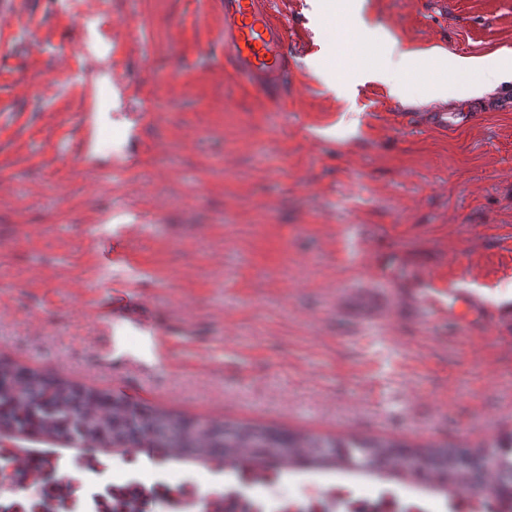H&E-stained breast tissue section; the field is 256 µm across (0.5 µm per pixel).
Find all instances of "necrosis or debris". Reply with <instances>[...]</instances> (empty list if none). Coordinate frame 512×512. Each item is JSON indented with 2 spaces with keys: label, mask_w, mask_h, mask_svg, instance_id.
Segmentation results:
<instances>
[{
  "label": "necrosis or debris",
  "mask_w": 512,
  "mask_h": 512,
  "mask_svg": "<svg viewBox=\"0 0 512 512\" xmlns=\"http://www.w3.org/2000/svg\"><path fill=\"white\" fill-rule=\"evenodd\" d=\"M151 474L100 456L70 457L0 445V512H512V501L464 494L451 500L392 487L327 480L283 492L271 471L229 481L173 478L151 459Z\"/></svg>",
  "instance_id": "obj_1"
}]
</instances>
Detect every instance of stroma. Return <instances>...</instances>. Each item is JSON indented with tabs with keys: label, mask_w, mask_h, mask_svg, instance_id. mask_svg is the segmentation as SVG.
<instances>
[{
	"label": "stroma",
	"mask_w": 512,
	"mask_h": 512,
	"mask_svg": "<svg viewBox=\"0 0 512 512\" xmlns=\"http://www.w3.org/2000/svg\"><path fill=\"white\" fill-rule=\"evenodd\" d=\"M0 27V358L217 423L472 445L512 430V82L405 106L272 0L286 106L224 0H13ZM410 48L512 52V0H367ZM111 33L87 77L64 44ZM471 112L454 130L429 112ZM460 281L465 326L413 291ZM136 317L101 320L112 294ZM169 352L155 364L149 332Z\"/></svg>",
	"instance_id": "1"
}]
</instances>
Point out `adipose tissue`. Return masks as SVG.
<instances>
[{
  "label": "adipose tissue",
  "instance_id": "1",
  "mask_svg": "<svg viewBox=\"0 0 512 512\" xmlns=\"http://www.w3.org/2000/svg\"><path fill=\"white\" fill-rule=\"evenodd\" d=\"M385 42V61L380 63L366 58L359 62L357 70L365 77L388 86L390 95L402 102L409 99L405 76L422 70L427 73L421 98L425 104L460 97L464 92L460 91L455 81L459 74L478 75V82L473 83L466 92L472 96L490 92L496 80L512 79V53L488 61L454 57L436 48H408L390 36L386 37Z\"/></svg>",
  "mask_w": 512,
  "mask_h": 512
}]
</instances>
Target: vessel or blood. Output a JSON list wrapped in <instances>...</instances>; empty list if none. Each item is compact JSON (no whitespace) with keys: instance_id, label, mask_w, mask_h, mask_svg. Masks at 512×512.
I'll list each match as a JSON object with an SVG mask.
<instances>
[{"instance_id":"1","label":"vessel or blood","mask_w":512,"mask_h":512,"mask_svg":"<svg viewBox=\"0 0 512 512\" xmlns=\"http://www.w3.org/2000/svg\"><path fill=\"white\" fill-rule=\"evenodd\" d=\"M284 29L277 24L268 0H224L225 58L240 77L251 85L278 84L288 69V57L282 49ZM418 301L435 314L456 316L458 302L473 311L481 302L462 296L457 288H421Z\"/></svg>"}]
</instances>
